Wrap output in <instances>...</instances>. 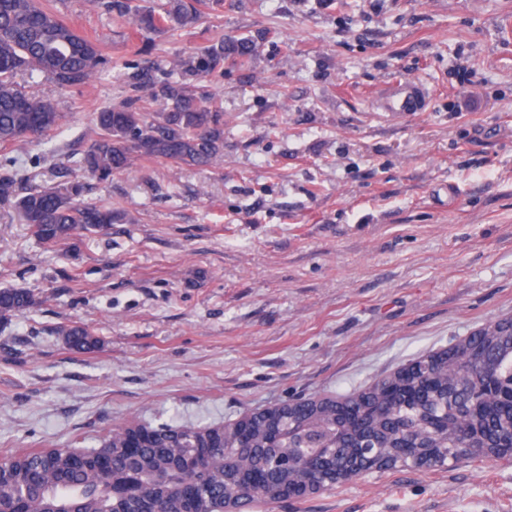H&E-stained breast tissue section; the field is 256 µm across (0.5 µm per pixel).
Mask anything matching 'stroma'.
Returning a JSON list of instances; mask_svg holds the SVG:
<instances>
[{"mask_svg":"<svg viewBox=\"0 0 512 512\" xmlns=\"http://www.w3.org/2000/svg\"><path fill=\"white\" fill-rule=\"evenodd\" d=\"M51 2L112 67L68 89L23 77L64 115L0 147L25 185L77 174L101 108L159 111L136 88L144 62L162 79L223 35L257 48L195 84L224 114L216 162L88 180L86 200L121 214L108 233L49 246L0 209V287L43 300L0 323V456L92 446L131 417L210 425L347 394L512 316V0H225L141 39ZM393 76L436 89L428 110L376 111ZM75 323L95 350L66 345ZM256 512H512V459L373 470Z\"/></svg>","mask_w":512,"mask_h":512,"instance_id":"1","label":"stroma"}]
</instances>
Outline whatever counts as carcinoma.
Returning a JSON list of instances; mask_svg holds the SVG:
<instances>
[{"label":"carcinoma","mask_w":512,"mask_h":512,"mask_svg":"<svg viewBox=\"0 0 512 512\" xmlns=\"http://www.w3.org/2000/svg\"><path fill=\"white\" fill-rule=\"evenodd\" d=\"M117 17L131 18L137 35L167 25H197L201 12L187 0H169L157 11L132 0H90ZM254 40L219 37L172 62L177 78L137 74L160 112L106 107L94 114V137L78 169L108 181L137 159L164 158L207 165L224 151L223 113L196 96L191 81L214 74L231 55L244 64ZM111 64L89 38L64 22L42 0H0V145L37 140L58 126L53 100L35 95L18 78L40 75L59 87L86 83ZM0 207L12 209L31 233L48 244L80 240L112 225V209L88 203L79 178L53 187L18 186L0 171ZM40 304L25 288H0V322ZM74 350L97 347L81 325L62 329ZM512 372V317L492 321L439 352L421 357L370 386L344 397L300 398L249 415L244 437L237 423L152 427L136 448L127 439L146 428L137 419L113 427L95 448L16 451L0 458V504L20 512H250L259 504L290 498L302 489L332 487L336 464L366 442L380 468L404 466L410 440L435 451L433 466L462 459L492 460L512 442V411L494 394H477ZM84 466L71 464L74 454ZM100 453L112 456L101 472Z\"/></svg>","instance_id":"1"}]
</instances>
